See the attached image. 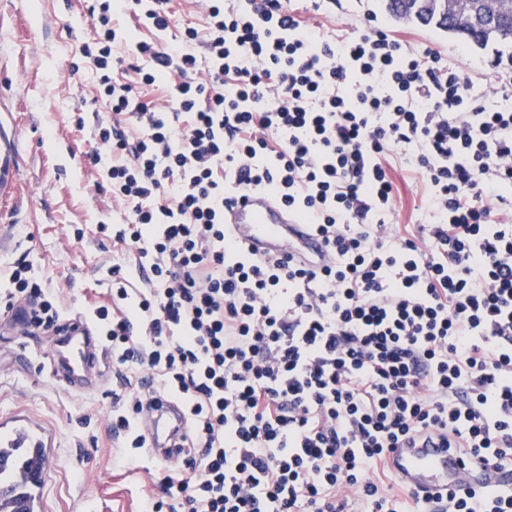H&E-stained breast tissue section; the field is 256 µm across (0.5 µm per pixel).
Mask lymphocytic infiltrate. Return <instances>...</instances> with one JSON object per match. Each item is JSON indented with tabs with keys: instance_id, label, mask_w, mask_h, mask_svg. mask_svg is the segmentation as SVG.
<instances>
[{
	"instance_id": "f902f5d3",
	"label": "lymphocytic infiltrate",
	"mask_w": 512,
	"mask_h": 512,
	"mask_svg": "<svg viewBox=\"0 0 512 512\" xmlns=\"http://www.w3.org/2000/svg\"><path fill=\"white\" fill-rule=\"evenodd\" d=\"M97 100L112 119L84 164L125 204L112 250L134 252L94 310L112 359V438L149 449L141 422L166 394L189 440L162 463L146 512H512V108L477 95L439 52L364 24L331 40L281 0H210L178 42L164 0H96ZM136 82L117 79L123 15ZM203 42L208 70L187 43ZM166 85L159 105L144 88ZM412 149L430 186L426 237L395 231L389 168ZM235 189L273 193L332 256L314 270L233 245ZM5 309L63 331L61 298L23 261ZM428 432L488 485L428 503L402 487L390 449ZM155 38L154 33L145 27H140L135 18L128 16L123 20V31L117 49L118 55L123 57L130 55L136 40H153Z\"/></svg>"
}]
</instances>
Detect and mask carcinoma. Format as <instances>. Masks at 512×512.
Listing matches in <instances>:
<instances>
[{
    "label": "carcinoma",
    "instance_id": "1",
    "mask_svg": "<svg viewBox=\"0 0 512 512\" xmlns=\"http://www.w3.org/2000/svg\"><path fill=\"white\" fill-rule=\"evenodd\" d=\"M400 18L433 27L441 32L458 34L478 47L512 43V12L499 5V0H480L469 10L464 23L453 15L434 16L437 2L419 5L416 0H400ZM40 449L25 452L19 448L0 447V512H35L33 489L44 470Z\"/></svg>",
    "mask_w": 512,
    "mask_h": 512
}]
</instances>
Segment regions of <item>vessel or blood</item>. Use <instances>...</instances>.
<instances>
[{
  "label": "vessel or blood",
  "mask_w": 512,
  "mask_h": 512,
  "mask_svg": "<svg viewBox=\"0 0 512 512\" xmlns=\"http://www.w3.org/2000/svg\"><path fill=\"white\" fill-rule=\"evenodd\" d=\"M224 222L233 238L256 254L290 255L321 264L329 259L324 239L266 191H242L234 204L225 208ZM67 326L65 335L50 339L47 355L51 374L68 389L83 391L91 386L93 378L107 370V358L91 318L78 315L68 320ZM182 425L180 404L161 399L146 429L156 455L164 458L171 454L170 440ZM43 445V439L23 424L0 431V446L4 448ZM389 463L406 487L423 494L475 487L481 481L480 471L468 468L452 449L438 448L425 441L393 449Z\"/></svg>",
  "instance_id": "vessel-or-blood-1"
}]
</instances>
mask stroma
Instances as JSON below:
<instances>
[{
    "mask_svg": "<svg viewBox=\"0 0 512 512\" xmlns=\"http://www.w3.org/2000/svg\"><path fill=\"white\" fill-rule=\"evenodd\" d=\"M287 8L317 25L324 36L351 33L368 16L398 32L419 50L469 71L474 90L491 92L498 74L486 59L512 57V45L478 47L451 35L391 18L380 0H283ZM93 29L87 0H0V123L11 137L0 151V298L11 262L27 260L50 288L63 295L65 315L92 313L111 284L108 269L122 265L131 287H141L129 257L114 253L98 225L124 221V205L97 190V176L82 155L96 144L99 120L97 78L83 64ZM82 116L83 127L72 119ZM390 176L403 224L425 225L432 216L422 201L425 180L394 163ZM83 229L82 240L73 237ZM41 336L0 334V425L40 428L47 446L36 512H142L157 492L156 472L125 463L112 441V399L106 387L75 393L53 380Z\"/></svg>",
    "mask_w": 512,
    "mask_h": 512,
    "instance_id": "1",
    "label": "stroma"
}]
</instances>
